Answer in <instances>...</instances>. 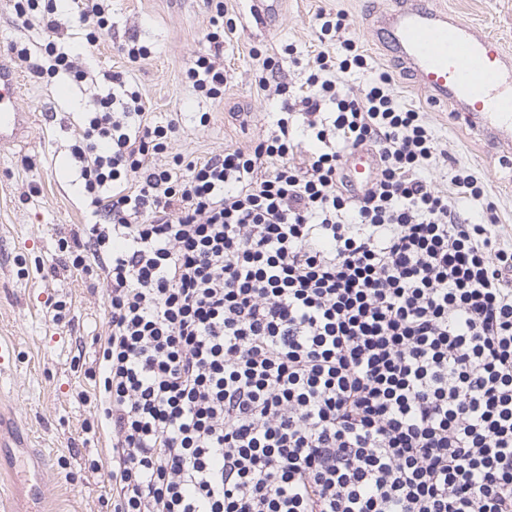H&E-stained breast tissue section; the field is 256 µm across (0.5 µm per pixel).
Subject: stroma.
<instances>
[{
  "mask_svg": "<svg viewBox=\"0 0 512 512\" xmlns=\"http://www.w3.org/2000/svg\"><path fill=\"white\" fill-rule=\"evenodd\" d=\"M434 6L475 23L512 50V0H433ZM252 0H224V97L206 100L191 90L186 71L205 39L215 10L209 0H112V28L86 57L95 79L82 84L61 75L46 81L32 74L14 46L42 55L40 20L17 21L12 0H0V53L24 80L22 108L35 115L24 141L0 148V343L11 349L0 365V512H112V489L93 470L109 453L108 436H88L96 426L93 403L77 400L92 391L84 371L94 366L97 340L110 330L106 280L63 267L59 238L88 223L83 184L71 155L82 114L112 90L117 73L138 88L151 122L176 121L164 154L203 160L226 149H249L272 125L281 98L255 81L272 59L279 82L298 89L307 60L324 45L319 13L341 12V36L367 50L370 66L342 75L343 89L357 94L379 72L392 77L399 103L413 105L434 132L440 153L424 177L432 190L447 191L453 168H471L485 186L500 225V241L512 247V168L446 108L431 106L404 65L371 34L388 0H282L256 29ZM147 45V59L130 62L118 50L129 40ZM210 116L200 126L201 113ZM71 305L53 322L47 298Z\"/></svg>",
  "mask_w": 512,
  "mask_h": 512,
  "instance_id": "1",
  "label": "stroma"
}]
</instances>
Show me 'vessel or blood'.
<instances>
[{"mask_svg": "<svg viewBox=\"0 0 512 512\" xmlns=\"http://www.w3.org/2000/svg\"><path fill=\"white\" fill-rule=\"evenodd\" d=\"M373 32L408 68L436 107L454 115L484 142L497 146L512 167V53L482 28L461 21L429 0H396ZM22 78L0 61V145L19 140L29 123L20 107ZM375 153L357 149L342 162L344 183L353 194L370 187Z\"/></svg>", "mask_w": 512, "mask_h": 512, "instance_id": "b4317fda", "label": "vessel or blood"}]
</instances>
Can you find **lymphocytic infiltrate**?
<instances>
[{
	"label": "lymphocytic infiltrate",
	"mask_w": 512,
	"mask_h": 512,
	"mask_svg": "<svg viewBox=\"0 0 512 512\" xmlns=\"http://www.w3.org/2000/svg\"><path fill=\"white\" fill-rule=\"evenodd\" d=\"M86 52L111 0H77ZM52 39L38 78L88 73L53 36L55 0H16ZM196 56L197 96H224L219 48ZM250 150L152 164L177 130L146 124L138 91L95 99L73 149L92 221L58 242L110 284L94 381L110 435L112 512H512V247L462 219L486 200L346 40L308 61ZM377 154L352 196L344 156Z\"/></svg>",
	"instance_id": "f902f5d3"
}]
</instances>
